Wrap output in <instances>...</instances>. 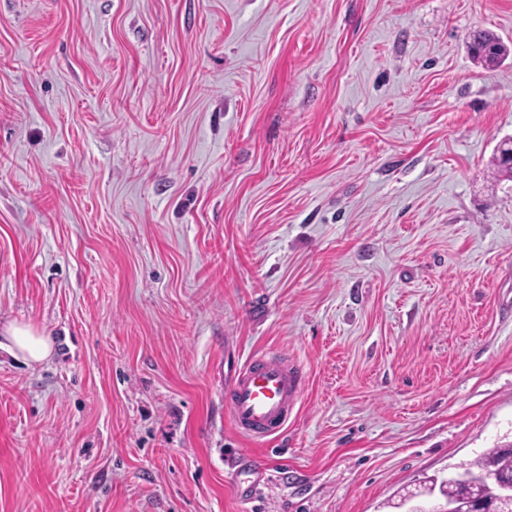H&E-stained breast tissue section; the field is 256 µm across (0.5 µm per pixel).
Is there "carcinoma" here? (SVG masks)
<instances>
[{"instance_id": "cac0c4a2", "label": "carcinoma", "mask_w": 512, "mask_h": 512, "mask_svg": "<svg viewBox=\"0 0 512 512\" xmlns=\"http://www.w3.org/2000/svg\"><path fill=\"white\" fill-rule=\"evenodd\" d=\"M469 47L474 57L491 66L500 64L509 53L500 37L487 30L472 31ZM489 476L512 483V444L490 448L477 459L454 466L448 477L434 476L429 483L447 503L489 504L494 499L493 483L487 481Z\"/></svg>"}]
</instances>
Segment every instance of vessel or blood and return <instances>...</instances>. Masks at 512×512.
<instances>
[{
    "instance_id": "obj_1",
    "label": "vessel or blood",
    "mask_w": 512,
    "mask_h": 512,
    "mask_svg": "<svg viewBox=\"0 0 512 512\" xmlns=\"http://www.w3.org/2000/svg\"><path fill=\"white\" fill-rule=\"evenodd\" d=\"M306 377L302 365L280 358L247 362L225 390L233 430L254 441L283 433L296 415Z\"/></svg>"
}]
</instances>
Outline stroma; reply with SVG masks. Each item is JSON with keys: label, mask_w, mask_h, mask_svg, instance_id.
I'll use <instances>...</instances> for the list:
<instances>
[{"label": "stroma", "mask_w": 512, "mask_h": 512, "mask_svg": "<svg viewBox=\"0 0 512 512\" xmlns=\"http://www.w3.org/2000/svg\"><path fill=\"white\" fill-rule=\"evenodd\" d=\"M512 0H0V512H394L512 442ZM303 365L271 443L224 389ZM471 53L486 65L495 66L508 55L509 50L498 35L487 30H474L469 34ZM4 338L6 342L0 341V348L33 363L46 360L53 350L51 337L31 325L11 323L4 329Z\"/></svg>", "instance_id": "1"}]
</instances>
